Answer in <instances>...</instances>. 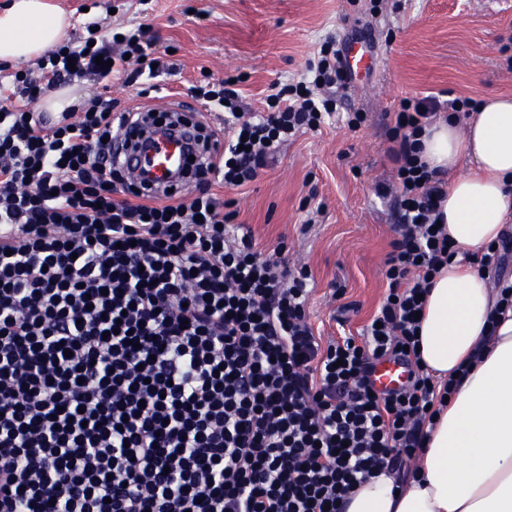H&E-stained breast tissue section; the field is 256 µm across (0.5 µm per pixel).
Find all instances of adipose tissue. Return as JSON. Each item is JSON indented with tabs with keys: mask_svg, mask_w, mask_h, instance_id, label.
I'll return each instance as SVG.
<instances>
[{
	"mask_svg": "<svg viewBox=\"0 0 512 512\" xmlns=\"http://www.w3.org/2000/svg\"><path fill=\"white\" fill-rule=\"evenodd\" d=\"M70 20L52 0H13L0 12V62L30 61L56 49ZM423 156L445 170L448 235L465 251L496 242L512 216V97L490 96L458 126L437 119ZM474 164L456 171L460 157ZM497 291L468 263L453 260L426 298L419 339L436 381H453L414 474H372L342 512H512V307L496 313Z\"/></svg>",
	"mask_w": 512,
	"mask_h": 512,
	"instance_id": "obj_1",
	"label": "adipose tissue"
}]
</instances>
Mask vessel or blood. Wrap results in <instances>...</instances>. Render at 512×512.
Instances as JSON below:
<instances>
[{"label":"vessel or blood","instance_id":"1","mask_svg":"<svg viewBox=\"0 0 512 512\" xmlns=\"http://www.w3.org/2000/svg\"><path fill=\"white\" fill-rule=\"evenodd\" d=\"M169 124L174 128L170 134L143 123L124 124L114 145V156L122 163L129 181L149 186L161 194L181 190L191 167L192 151L187 142L191 138L192 124L185 106H177L172 111ZM373 378L379 389L394 391L405 384L407 370L399 361L383 360L376 364Z\"/></svg>","mask_w":512,"mask_h":512}]
</instances>
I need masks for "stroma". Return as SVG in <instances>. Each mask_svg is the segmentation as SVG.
I'll return each instance as SVG.
<instances>
[{
  "instance_id": "stroma-1",
  "label": "stroma",
  "mask_w": 512,
  "mask_h": 512,
  "mask_svg": "<svg viewBox=\"0 0 512 512\" xmlns=\"http://www.w3.org/2000/svg\"><path fill=\"white\" fill-rule=\"evenodd\" d=\"M71 20L72 37L88 23L110 40L117 24L143 25L154 36L161 62L173 65L154 89L111 79L81 78L86 96L97 94L139 112L163 110L164 99L191 102L189 88L232 78L246 111L259 109L273 84L296 78L328 34L363 29L356 46L373 47L378 66L361 74L344 100L366 123L352 130L338 121L284 143L249 184L214 187L235 200L237 224L265 249L287 242L291 259L306 264L314 281L308 314L323 337L358 335L381 303L383 265L394 237L386 202L376 195L392 164L386 123L402 98L446 93L477 101L512 96L502 48L512 43V0H53ZM377 16H370V8ZM325 206L313 213L304 201Z\"/></svg>"
}]
</instances>
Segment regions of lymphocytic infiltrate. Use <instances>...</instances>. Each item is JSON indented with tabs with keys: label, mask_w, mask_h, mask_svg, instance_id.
<instances>
[{
	"label": "lymphocytic infiltrate",
	"mask_w": 512,
	"mask_h": 512,
	"mask_svg": "<svg viewBox=\"0 0 512 512\" xmlns=\"http://www.w3.org/2000/svg\"><path fill=\"white\" fill-rule=\"evenodd\" d=\"M97 28L0 83V512H340L376 468L404 475L452 391L418 352L421 296L459 254L422 136L441 114L469 119L476 101L401 100L396 180L377 187L396 221L388 292L361 337L325 340L309 321L308 267L232 237L211 188L254 180L335 114L336 36L263 111H243L229 80L191 87L224 125L196 126L193 193L159 197L112 164L118 125L150 113L98 96L48 127L30 109L45 87L132 84L150 69L143 26L121 29L117 52L89 43ZM467 259L511 307L512 234ZM387 358L407 369L400 390L371 379Z\"/></svg>",
	"instance_id": "f902f5d3"
}]
</instances>
